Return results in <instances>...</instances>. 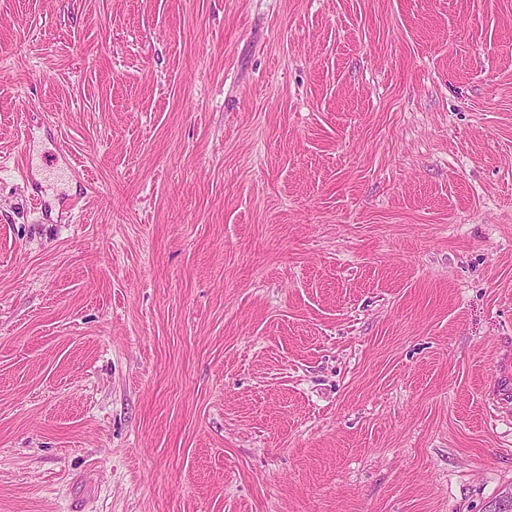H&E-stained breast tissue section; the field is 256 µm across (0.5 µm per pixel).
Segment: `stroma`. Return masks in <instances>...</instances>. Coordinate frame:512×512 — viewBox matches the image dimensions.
<instances>
[{"label":"stroma","mask_w":512,"mask_h":512,"mask_svg":"<svg viewBox=\"0 0 512 512\" xmlns=\"http://www.w3.org/2000/svg\"><path fill=\"white\" fill-rule=\"evenodd\" d=\"M507 368L512 0H0V512H488Z\"/></svg>","instance_id":"35a3bbf8"}]
</instances>
